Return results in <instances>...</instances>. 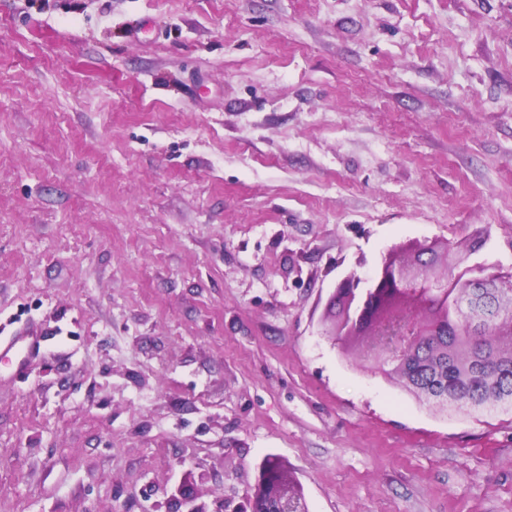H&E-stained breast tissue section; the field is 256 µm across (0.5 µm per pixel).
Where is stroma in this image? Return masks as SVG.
<instances>
[{
    "label": "stroma",
    "mask_w": 512,
    "mask_h": 512,
    "mask_svg": "<svg viewBox=\"0 0 512 512\" xmlns=\"http://www.w3.org/2000/svg\"><path fill=\"white\" fill-rule=\"evenodd\" d=\"M512 266V0H0V512H142L274 456L308 512H512L321 319L403 240Z\"/></svg>",
    "instance_id": "1"
}]
</instances>
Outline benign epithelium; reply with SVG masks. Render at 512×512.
<instances>
[{
  "mask_svg": "<svg viewBox=\"0 0 512 512\" xmlns=\"http://www.w3.org/2000/svg\"><path fill=\"white\" fill-rule=\"evenodd\" d=\"M449 241L390 247L373 276L352 273L334 288L323 335L360 339L375 368L399 375L405 387L446 413L481 414L512 408L500 384L512 368V267L464 265ZM496 309L488 325L486 311ZM231 512H307L295 480L265 459L245 499Z\"/></svg>",
  "mask_w": 512,
  "mask_h": 512,
  "instance_id": "7a95c632",
  "label": "benign epithelium"
}]
</instances>
